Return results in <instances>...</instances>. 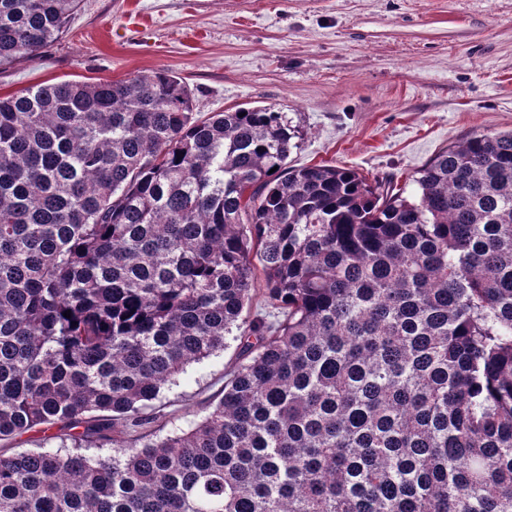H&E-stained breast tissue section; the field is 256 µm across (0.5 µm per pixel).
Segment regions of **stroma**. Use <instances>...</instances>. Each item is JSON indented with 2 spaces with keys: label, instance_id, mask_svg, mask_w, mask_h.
<instances>
[{
  "label": "stroma",
  "instance_id": "35a3bbf8",
  "mask_svg": "<svg viewBox=\"0 0 512 512\" xmlns=\"http://www.w3.org/2000/svg\"><path fill=\"white\" fill-rule=\"evenodd\" d=\"M169 71L201 113L268 107L300 139L292 167L336 165L413 190L437 153L512 130V0H78L35 59L0 66V97L65 80ZM240 345L148 404L160 435L204 418Z\"/></svg>",
  "mask_w": 512,
  "mask_h": 512
}]
</instances>
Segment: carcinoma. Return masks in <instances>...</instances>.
<instances>
[{
    "mask_svg": "<svg viewBox=\"0 0 512 512\" xmlns=\"http://www.w3.org/2000/svg\"><path fill=\"white\" fill-rule=\"evenodd\" d=\"M76 5L0 0V65ZM299 135L167 71L0 97V439L72 430L0 456V512H512V130L414 198L288 166ZM234 328L204 420L137 433ZM66 433H68L66 430L58 428L44 432L40 426H37L22 435L8 440H0V454L8 456L37 448H59L63 443L70 446L71 442L66 439Z\"/></svg>",
    "mask_w": 512,
    "mask_h": 512,
    "instance_id": "obj_1",
    "label": "carcinoma"
}]
</instances>
